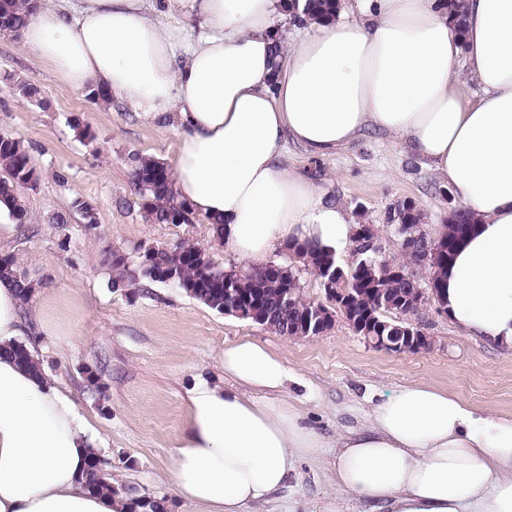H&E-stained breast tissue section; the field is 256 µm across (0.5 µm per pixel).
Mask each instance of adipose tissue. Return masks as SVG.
Wrapping results in <instances>:
<instances>
[{"instance_id": "1", "label": "adipose tissue", "mask_w": 512, "mask_h": 512, "mask_svg": "<svg viewBox=\"0 0 512 512\" xmlns=\"http://www.w3.org/2000/svg\"><path fill=\"white\" fill-rule=\"evenodd\" d=\"M62 0L21 35L64 84L102 88L140 119L182 132L173 191L225 252L263 264L293 241L339 250L346 211L282 164L364 131L400 139L474 217L438 273L440 299L472 337L512 347V0ZM291 18L292 40L276 25ZM480 94L467 100L463 90ZM12 278L0 277V512H128L80 474L96 448L55 378L6 350L26 330ZM225 384L197 375L169 479L200 512H255L298 460L326 443L282 395L292 373L257 341L227 344ZM335 492L367 512H512V413L471 406L432 384L382 395L360 431L337 435Z\"/></svg>"}]
</instances>
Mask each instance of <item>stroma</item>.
Wrapping results in <instances>:
<instances>
[{
  "mask_svg": "<svg viewBox=\"0 0 512 512\" xmlns=\"http://www.w3.org/2000/svg\"><path fill=\"white\" fill-rule=\"evenodd\" d=\"M39 84L46 107L22 96L18 84ZM80 117L93 140L71 125ZM0 136L20 140L40 174L20 194L31 221L0 242L40 287L27 310L28 341L48 374L70 390L100 438L123 482L168 496L169 512H192L166 476L186 419L187 392L197 374L223 381L218 353L250 337L267 344L297 374L289 396L302 401L306 421L324 439L356 430L374 401L411 382L447 389L469 404L512 413V348L470 338L444 314L426 309L422 321L434 346L390 353L368 346L344 321L312 339H290L263 326L209 309L182 289L162 283L147 291H112L111 251L190 240L221 269L246 261L225 253L201 219L154 224L134 191L128 156L140 153L173 164L180 131L173 123L145 124L127 106L108 107L87 91L56 80L16 35H0ZM288 168L310 175L356 224H385L400 201H415L425 228L438 235L449 205L435 188L440 179L399 141L367 131L359 144L321 160L288 146ZM91 204L97 224L87 227L79 207ZM69 217L53 223L54 214ZM301 459L288 486L262 512H324L331 494L327 464Z\"/></svg>",
  "mask_w": 512,
  "mask_h": 512,
  "instance_id": "stroma-1",
  "label": "stroma"
}]
</instances>
